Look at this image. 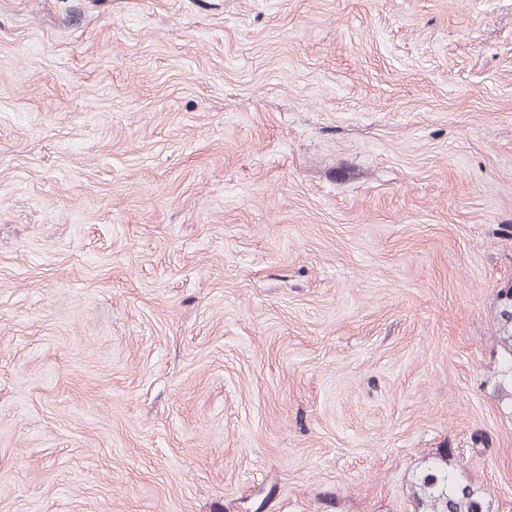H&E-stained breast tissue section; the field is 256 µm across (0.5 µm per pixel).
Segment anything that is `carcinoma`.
<instances>
[{"label": "carcinoma", "mask_w": 512, "mask_h": 512, "mask_svg": "<svg viewBox=\"0 0 512 512\" xmlns=\"http://www.w3.org/2000/svg\"><path fill=\"white\" fill-rule=\"evenodd\" d=\"M496 302V339L502 350L497 391L512 402V287L499 289ZM452 458L453 451L442 448L415 474L411 488L416 512H490L485 490L462 480Z\"/></svg>", "instance_id": "carcinoma-1"}]
</instances>
